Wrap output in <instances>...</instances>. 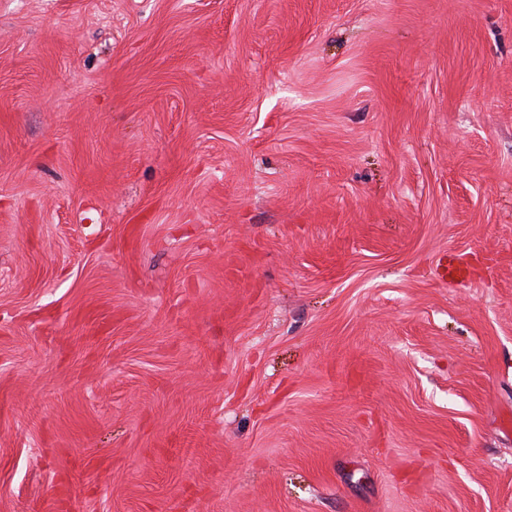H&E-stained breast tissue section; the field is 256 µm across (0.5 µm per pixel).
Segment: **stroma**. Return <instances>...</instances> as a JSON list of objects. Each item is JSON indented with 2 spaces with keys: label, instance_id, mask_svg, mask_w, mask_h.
Masks as SVG:
<instances>
[{
  "label": "stroma",
  "instance_id": "obj_1",
  "mask_svg": "<svg viewBox=\"0 0 512 512\" xmlns=\"http://www.w3.org/2000/svg\"><path fill=\"white\" fill-rule=\"evenodd\" d=\"M0 512H512V0H0Z\"/></svg>",
  "mask_w": 512,
  "mask_h": 512
}]
</instances>
